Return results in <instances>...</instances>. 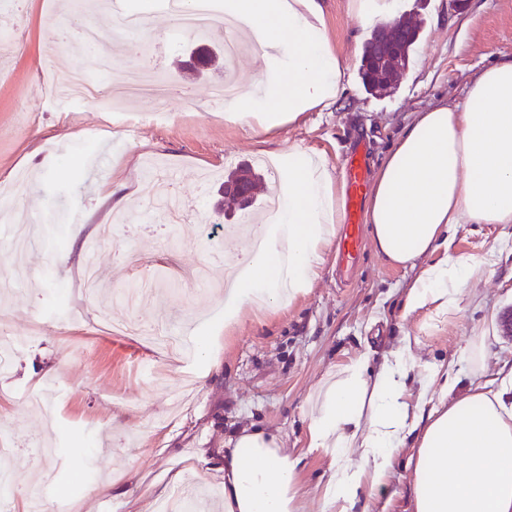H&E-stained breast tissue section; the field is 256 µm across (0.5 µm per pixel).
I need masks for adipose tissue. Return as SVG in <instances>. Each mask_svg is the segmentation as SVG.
<instances>
[{"mask_svg":"<svg viewBox=\"0 0 512 512\" xmlns=\"http://www.w3.org/2000/svg\"><path fill=\"white\" fill-rule=\"evenodd\" d=\"M348 9L364 34L398 17L401 0H348ZM224 13L241 21L263 58L287 61L266 95L234 106L249 126L268 133L280 118L293 122L338 100L344 66L323 0H224ZM285 160L284 210L270 220L264 252L242 259L225 328L246 308L276 309L305 293L342 222V192L328 167L302 148ZM366 222L389 264L418 271L404 313L428 308L444 318L457 308L479 264L452 252L454 231L512 224V57L481 70L462 99L416 114L375 175ZM419 343L403 336L377 369L361 358L320 386L309 437L311 447L332 453L324 512H356L363 490L385 485L411 438L413 512H512V410L479 386L449 398L447 367L421 366ZM421 368L415 391L410 375ZM297 466L278 436L242 431L224 457V512H302Z\"/></svg>","mask_w":512,"mask_h":512,"instance_id":"ef3b65f1","label":"adipose tissue"}]
</instances>
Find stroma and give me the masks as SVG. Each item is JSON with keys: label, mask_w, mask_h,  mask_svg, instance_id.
Masks as SVG:
<instances>
[{"label": "stroma", "mask_w": 512, "mask_h": 512, "mask_svg": "<svg viewBox=\"0 0 512 512\" xmlns=\"http://www.w3.org/2000/svg\"><path fill=\"white\" fill-rule=\"evenodd\" d=\"M127 3L149 14L143 37L156 44L152 62L178 90L158 114L135 97L109 115L59 105L37 73L53 49L59 66L90 69L94 51L79 30L92 22L111 42L114 62H132L114 40L112 12L93 15L62 0H0V187L13 190L15 222H33L36 234L19 265L9 227L0 223V277L14 280L0 299V328L19 339L0 371V437L11 445L15 475L0 512H22L24 489L44 481L73 512H158L160 500L188 490L220 496L225 445L245 428L281 438L299 460L304 512H322L332 456L311 447L309 412L338 367L362 354L381 361L410 334L421 340L423 362L451 367L456 393L475 384L499 390L501 370L512 366V335L500 325L512 311V224L459 225L453 251L483 267L445 319L425 310L404 315V291L417 272L387 264L367 240L350 268L328 245L311 288L290 305L246 310L228 333L218 283L249 238L227 227L262 223L258 211L277 181L263 174L252 215L224 214L217 190L237 167L294 147L325 158L338 177L362 141L368 172L376 174L415 113L461 98L474 75L512 55V0H403L402 19L419 24L420 35L396 89L381 95L362 85L364 45L354 38L347 0H325L328 36L350 84L330 109L280 124L270 136L208 104L223 63L201 76L179 70L198 37L169 43L176 22L156 0ZM18 39L26 44L21 54ZM149 158L162 161L190 205L178 230H169L161 211L144 212ZM116 186L126 196L116 209L123 221L87 256L98 227L85 215L96 210L101 190ZM88 257L97 283L90 299L80 282ZM189 266L206 271L208 288L184 283ZM140 279L152 297L132 308L119 293ZM131 321L191 324L185 352L164 359L143 337L123 332ZM201 336L212 340L209 354L197 351ZM33 393L42 407L29 404ZM409 456L405 450L395 458L385 486L365 489V512H412Z\"/></svg>", "instance_id": "35a3bbf8"}]
</instances>
